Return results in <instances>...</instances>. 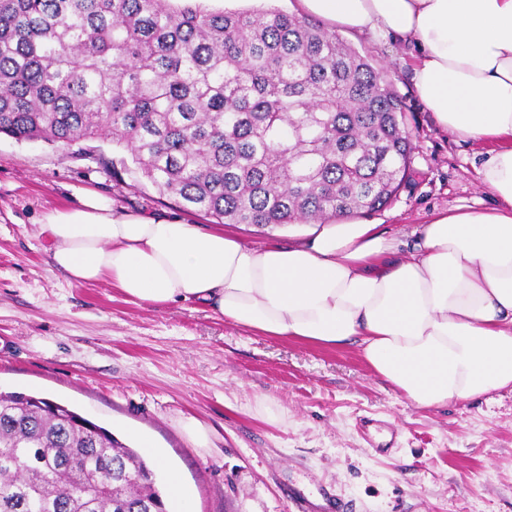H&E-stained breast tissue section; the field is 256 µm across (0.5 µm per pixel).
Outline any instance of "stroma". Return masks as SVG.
<instances>
[{
  "label": "stroma",
  "mask_w": 512,
  "mask_h": 512,
  "mask_svg": "<svg viewBox=\"0 0 512 512\" xmlns=\"http://www.w3.org/2000/svg\"><path fill=\"white\" fill-rule=\"evenodd\" d=\"M382 68L414 150L390 204L356 221L411 241L432 215L489 208L478 145L437 125L411 46L336 32ZM111 141L0 137V392L67 405L132 448L154 444L196 512H512V389L419 406L336 348L236 327L199 302H130L50 264L44 215L84 191L118 213L186 217ZM198 423L207 440L186 431Z\"/></svg>",
  "instance_id": "stroma-1"
}]
</instances>
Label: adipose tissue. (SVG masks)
Listing matches in <instances>:
<instances>
[{"label":"adipose tissue","mask_w":512,"mask_h":512,"mask_svg":"<svg viewBox=\"0 0 512 512\" xmlns=\"http://www.w3.org/2000/svg\"><path fill=\"white\" fill-rule=\"evenodd\" d=\"M304 12L411 45L414 87L437 123L494 142L478 174L496 199L418 230L413 250L376 225H314L305 240L249 247L223 228L116 214L87 191L48 212L51 265L109 282L137 304L198 300L265 336L357 345L419 406L512 387V0H300Z\"/></svg>","instance_id":"adipose-tissue-1"}]
</instances>
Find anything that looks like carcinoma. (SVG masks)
I'll return each instance as SVG.
<instances>
[{
    "label": "carcinoma",
    "instance_id": "1",
    "mask_svg": "<svg viewBox=\"0 0 512 512\" xmlns=\"http://www.w3.org/2000/svg\"><path fill=\"white\" fill-rule=\"evenodd\" d=\"M0 135L109 138L185 210L257 227L379 209L413 150L398 95L336 35L199 0H0ZM0 512L166 509L144 457L107 429L0 393Z\"/></svg>",
    "mask_w": 512,
    "mask_h": 512
}]
</instances>
